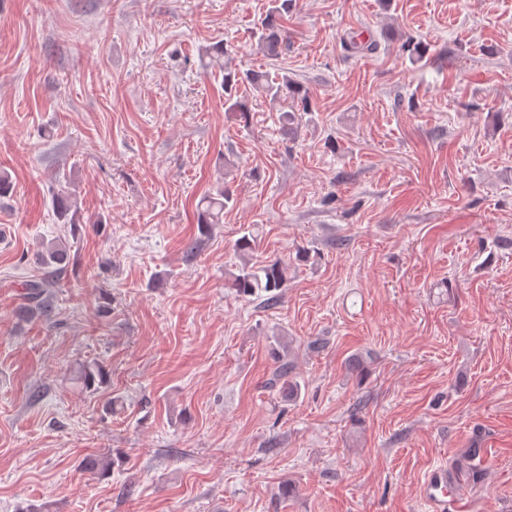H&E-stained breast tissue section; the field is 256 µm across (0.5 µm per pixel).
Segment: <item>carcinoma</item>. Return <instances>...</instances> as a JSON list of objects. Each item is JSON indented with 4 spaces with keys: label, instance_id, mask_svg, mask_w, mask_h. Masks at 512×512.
Returning <instances> with one entry per match:
<instances>
[{
    "label": "carcinoma",
    "instance_id": "obj_1",
    "mask_svg": "<svg viewBox=\"0 0 512 512\" xmlns=\"http://www.w3.org/2000/svg\"><path fill=\"white\" fill-rule=\"evenodd\" d=\"M289 0H273V7L268 10L257 35L258 50L266 56L276 57L282 52L283 30L282 14L288 12ZM241 82L264 85L266 93L277 97L288 89L290 82L283 78L282 83L275 86L265 81V76L257 73H246ZM232 201L229 191L218 190L215 195H206L197 205V224L201 231H206L212 224L222 221L224 208ZM240 257L237 273L231 276V287L238 295L247 297L257 293H266L267 301L274 304L278 301L279 291L288 282V262L277 258L264 264L252 262L251 253L255 249V236L251 233L241 236L235 244ZM38 261L44 269V277L27 280L23 283V302L20 306L21 316L27 320H37L52 324L55 322V306L48 292L51 284L59 279L70 263V247L62 242L48 244L38 255ZM275 350L282 351L276 361L264 388L272 394H279L285 399H295L300 395L301 386L293 380L294 362L287 356L290 344L282 336L274 337ZM98 380H104V372L96 363H87L80 367L76 381L90 387Z\"/></svg>",
    "mask_w": 512,
    "mask_h": 512
}]
</instances>
